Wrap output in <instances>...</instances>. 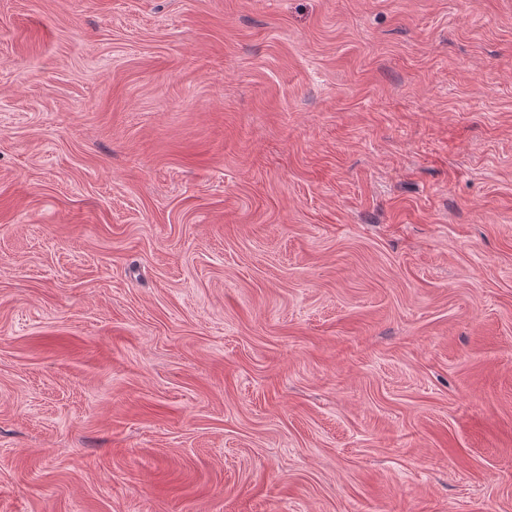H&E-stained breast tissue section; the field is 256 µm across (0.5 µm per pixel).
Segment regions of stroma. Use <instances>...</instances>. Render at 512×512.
<instances>
[{
	"mask_svg": "<svg viewBox=\"0 0 512 512\" xmlns=\"http://www.w3.org/2000/svg\"><path fill=\"white\" fill-rule=\"evenodd\" d=\"M0 512H512V0H0Z\"/></svg>",
	"mask_w": 512,
	"mask_h": 512,
	"instance_id": "stroma-1",
	"label": "stroma"
}]
</instances>
